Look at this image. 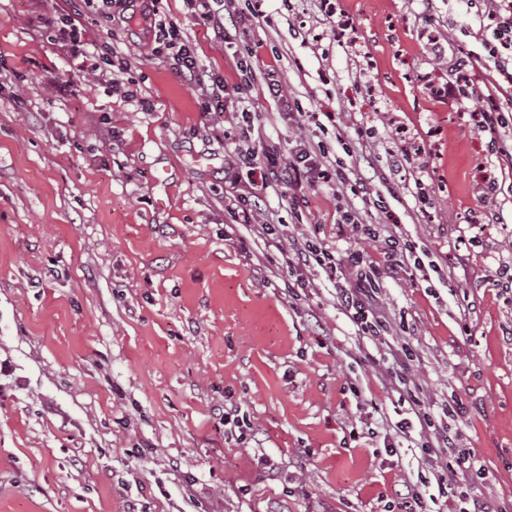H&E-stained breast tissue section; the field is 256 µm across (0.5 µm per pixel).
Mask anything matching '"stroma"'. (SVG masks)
I'll use <instances>...</instances> for the list:
<instances>
[{"label":"stroma","mask_w":512,"mask_h":512,"mask_svg":"<svg viewBox=\"0 0 512 512\" xmlns=\"http://www.w3.org/2000/svg\"><path fill=\"white\" fill-rule=\"evenodd\" d=\"M56 0H0V512H489L512 504V83L489 56L474 0H264L217 40L182 0L162 14L230 84L251 71L255 142L323 141L345 183L281 187L242 168L241 186L286 236L387 266L388 234L426 250L381 278L384 336L340 306L355 274L282 270L235 223L224 157L237 133L202 117L198 94L152 52L150 32L94 13L96 48L123 63L80 74L44 35ZM470 56L460 108L426 81ZM274 66L284 98L263 94ZM73 78L77 92L59 91ZM302 110L283 121L290 102ZM499 113L474 127L473 110ZM380 194L383 208L363 202ZM357 209L375 239L342 223ZM411 360L394 364L391 350ZM395 367L384 389L380 372ZM362 390L355 398L354 390ZM415 393L432 424L475 449L459 494L427 478L413 425L384 446ZM467 409L456 417L449 403ZM250 424L227 435L222 413Z\"/></svg>","instance_id":"1"}]
</instances>
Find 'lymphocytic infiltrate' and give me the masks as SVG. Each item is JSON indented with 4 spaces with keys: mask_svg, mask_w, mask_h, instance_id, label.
<instances>
[{
    "mask_svg": "<svg viewBox=\"0 0 512 512\" xmlns=\"http://www.w3.org/2000/svg\"><path fill=\"white\" fill-rule=\"evenodd\" d=\"M85 10L98 14L105 20H112L115 15L126 13L131 5H138L139 16L152 21L155 34V55L163 57L174 73L193 85L200 95V110L203 115H220L225 122L236 124L240 140L252 138L253 126L248 120L249 97L242 88L227 90L224 78L209 71L200 61L197 47L184 36L176 22L160 20L159 14L163 0H82ZM264 0H250L247 11H239L236 0H183L188 14L212 29L216 39H224L227 23L243 22L246 16L257 17L262 13ZM91 33L80 21V13L59 9L52 26L49 39L60 51L78 55L86 41L91 40ZM261 165L266 181L279 184L285 189L289 204H296V191L303 184H314L318 180H331L337 170L331 163L323 143L308 138L298 139L289 155H282L272 146H262L260 152L237 149L229 154L225 167L234 171L241 167ZM362 262L361 257L350 259L347 264L356 267ZM342 260L328 251L322 250L311 241L294 242L288 255L283 256L284 268L294 271L320 265L330 271L340 270ZM382 272L371 268L368 274L357 277L354 287L341 289L338 299L349 312L352 320L359 325L362 332L372 336L380 335L384 322L380 310L372 296ZM431 447L437 448L438 454L433 464L434 477L437 482L456 486L466 482L470 470L465 466H451L449 458L456 454L455 442L447 431L440 430L433 434Z\"/></svg>",
    "mask_w": 512,
    "mask_h": 512,
    "instance_id": "obj_1",
    "label": "lymphocytic infiltrate"
}]
</instances>
